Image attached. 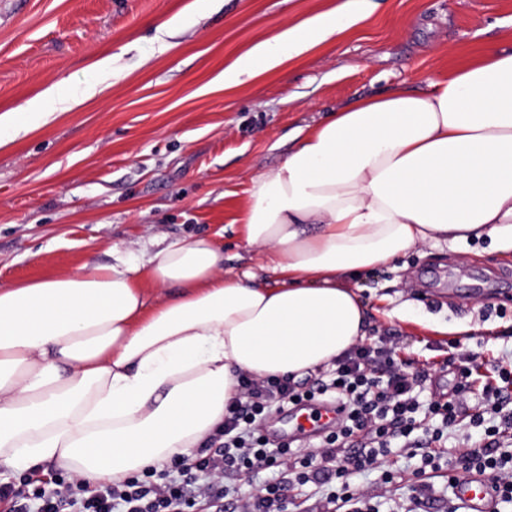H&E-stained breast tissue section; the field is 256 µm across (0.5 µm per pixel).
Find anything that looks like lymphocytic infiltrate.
I'll list each match as a JSON object with an SVG mask.
<instances>
[{
  "instance_id": "f902f5d3",
  "label": "lymphocytic infiltrate",
  "mask_w": 512,
  "mask_h": 512,
  "mask_svg": "<svg viewBox=\"0 0 512 512\" xmlns=\"http://www.w3.org/2000/svg\"><path fill=\"white\" fill-rule=\"evenodd\" d=\"M428 377V369L401 357L390 336L352 347L302 382L244 374L223 426L190 455L92 488L61 470L46 478L28 474L20 486L0 485V512H63L67 506L73 512H226L229 499L236 502L233 512H299L310 486L321 495L308 512H380L378 498L400 477L386 462L395 452L420 460L414 506L427 504L430 479L440 470L454 481L485 474L496 504L512 505V447L502 440L512 432V366H497L481 381L469 367L456 366L452 394L424 402L419 389ZM321 398L336 399L345 417L318 447L271 445L263 432L271 413ZM464 424L479 438L449 454L448 435ZM374 469L380 472L374 490L352 484V475ZM266 471L272 478L255 494L242 495L229 483Z\"/></svg>"
}]
</instances>
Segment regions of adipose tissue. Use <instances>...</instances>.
Returning <instances> with one entry per match:
<instances>
[{
    "instance_id": "obj_1",
    "label": "adipose tissue",
    "mask_w": 512,
    "mask_h": 512,
    "mask_svg": "<svg viewBox=\"0 0 512 512\" xmlns=\"http://www.w3.org/2000/svg\"><path fill=\"white\" fill-rule=\"evenodd\" d=\"M360 20L341 5L259 43L231 87ZM252 181L239 228L256 265L212 236L0 287V469L51 463L90 486L201 447L239 376L299 378L362 342L350 276L414 250L489 240L512 253V49L422 91L325 113Z\"/></svg>"
}]
</instances>
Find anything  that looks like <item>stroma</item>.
<instances>
[{
  "instance_id": "35a3bbf8",
  "label": "stroma",
  "mask_w": 512,
  "mask_h": 512,
  "mask_svg": "<svg viewBox=\"0 0 512 512\" xmlns=\"http://www.w3.org/2000/svg\"><path fill=\"white\" fill-rule=\"evenodd\" d=\"M341 2L0 0V115L24 127L0 148V285L111 263L115 244L153 252L214 234L243 253L252 180L298 129L360 97L425 88L461 51L512 47V0H355L364 19L340 40L225 87V69L257 43ZM174 17L175 36L160 34ZM107 55L111 75L94 66ZM52 85L82 105L31 123L27 102ZM403 262L356 280L375 311L368 342L397 334L422 362L455 341L491 374L512 352V255L479 240ZM405 303L412 320L388 317ZM461 323L472 332L440 330Z\"/></svg>"
}]
</instances>
